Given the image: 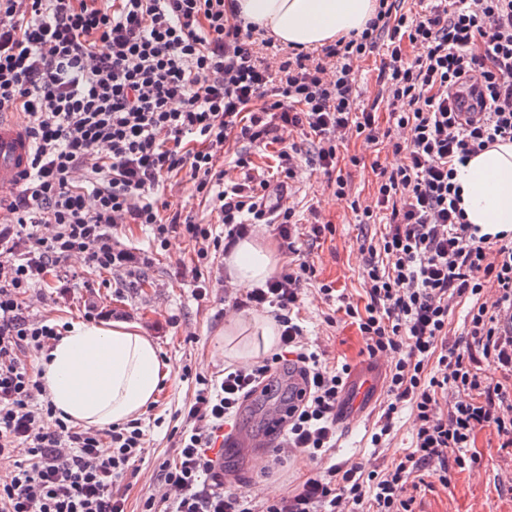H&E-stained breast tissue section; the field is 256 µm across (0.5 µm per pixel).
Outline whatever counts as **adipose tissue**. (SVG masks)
<instances>
[{
  "label": "adipose tissue",
  "instance_id": "obj_1",
  "mask_svg": "<svg viewBox=\"0 0 512 512\" xmlns=\"http://www.w3.org/2000/svg\"><path fill=\"white\" fill-rule=\"evenodd\" d=\"M245 22L270 31L291 47L314 49L362 30L375 0H235ZM456 182L468 223L481 233L512 232V143H497L458 167ZM283 263L263 233L240 240L224 264L233 282L265 283ZM278 341L272 317L230 315L215 339L225 360L247 364ZM37 368L57 414L88 429H107L139 418L157 402L170 370L154 341L129 324H72L43 354Z\"/></svg>",
  "mask_w": 512,
  "mask_h": 512
}]
</instances>
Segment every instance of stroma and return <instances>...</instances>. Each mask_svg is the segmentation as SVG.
Segmentation results:
<instances>
[{"label": "stroma", "mask_w": 512, "mask_h": 512, "mask_svg": "<svg viewBox=\"0 0 512 512\" xmlns=\"http://www.w3.org/2000/svg\"><path fill=\"white\" fill-rule=\"evenodd\" d=\"M341 157L357 156L361 165L350 168L354 192L368 197L373 192L372 163L388 166L400 161L390 143L373 145L353 139L339 150ZM168 212L191 215L196 222L211 225L221 232L207 201L198 197L186 175L163 178L156 191ZM287 202L298 211L316 206L333 226L331 234L314 242L309 256L315 275L304 286L299 316L304 339L323 353L329 366L352 368L368 360L364 341L355 323L334 303L322 299L319 288L333 284L350 302L365 307L368 302L362 280L360 252L365 231L355 224L346 201L336 198L322 170L303 167L297 180L289 183ZM121 247L146 257V266L129 272H109L92 267L84 255L71 256L60 267L67 284H59L58 274H48L39 291L38 314L57 323L86 321V308L95 304L110 310L116 322L138 326L150 336L170 368L157 404L141 417L146 435L143 457L135 462L113 489L125 499L126 512H141L144 500L156 487L159 466L176 455L172 430L182 426L184 412L192 398L193 374L216 376L226 362L215 348L214 338L223 330L224 320L232 310L236 289L224 271L223 257L195 274L197 256L191 242L171 234L166 247H157L151 227L123 225L117 235ZM206 294H199V285ZM191 378H184V371ZM390 398L386 390L378 395L358 419L351 431H337L333 457L340 461L391 465L413 446L412 423L408 413H401L394 429L380 445H372L371 434ZM471 453L476 464L466 469H452L448 484L432 481L416 492L414 512H512V447L501 448L494 428L475 433ZM272 451L256 448L245 455L225 454L224 485L244 492L262 502L295 492L313 474L306 458L298 456L283 466L271 468Z\"/></svg>", "instance_id": "obj_1"}]
</instances>
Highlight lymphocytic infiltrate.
Wrapping results in <instances>:
<instances>
[{
	"mask_svg": "<svg viewBox=\"0 0 512 512\" xmlns=\"http://www.w3.org/2000/svg\"><path fill=\"white\" fill-rule=\"evenodd\" d=\"M253 27L227 0H0V112H20L32 148L28 168L0 220V459L25 447L0 478V512H125L112 487L141 458L145 433L131 421L107 433L57 416L38 374L22 360L61 336L54 321L27 310L36 283L71 254L102 270L134 269L142 257L117 248L125 224L151 226L232 250L252 225L272 224L291 260L242 307L269 309L277 351L222 380L197 378L177 434L166 491L142 512H413L426 479L447 482L466 468L477 429L494 427L512 447V395L477 371L478 359L512 373V238L478 235L461 206L456 168L512 142V0H378L361 32L321 54L288 51L278 62L252 39ZM416 55H408L407 47ZM384 50L377 75L388 119L357 104L361 59ZM288 129L307 147L282 141ZM391 139L403 159L372 164L373 203H361L337 175V150L351 139ZM246 142L217 166L230 140ZM277 145L271 167L250 149ZM313 154L360 224L385 231L368 244L365 309L345 305L369 356L392 354L381 442L409 409L414 446L382 470L323 460L336 445V403L346 379L308 351L297 322L314 267L299 246L296 211L273 177L295 179ZM188 173L195 192L218 201L223 236L192 217H165L153 191L162 177ZM471 299L462 337L448 338L455 300ZM304 386L288 409L289 451L320 465L301 489L256 503L228 492L209 454L215 434L281 365Z\"/></svg>",
	"mask_w": 512,
	"mask_h": 512,
	"instance_id": "f902f5d3",
	"label": "lymphocytic infiltrate"
}]
</instances>
